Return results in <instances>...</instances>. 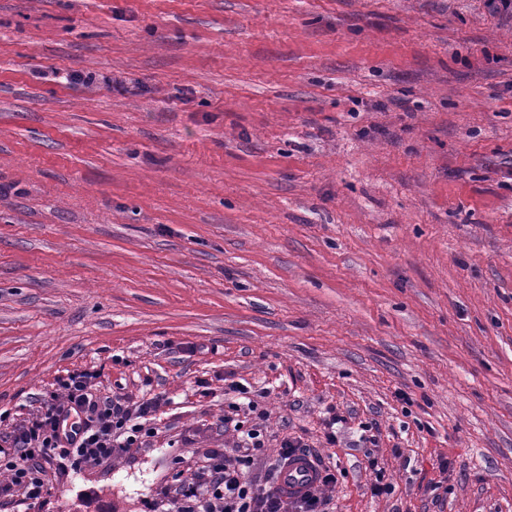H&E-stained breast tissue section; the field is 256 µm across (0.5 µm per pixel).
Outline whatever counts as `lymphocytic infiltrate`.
I'll use <instances>...</instances> for the list:
<instances>
[{"label": "lymphocytic infiltrate", "mask_w": 512, "mask_h": 512, "mask_svg": "<svg viewBox=\"0 0 512 512\" xmlns=\"http://www.w3.org/2000/svg\"><path fill=\"white\" fill-rule=\"evenodd\" d=\"M92 375H71L64 395L45 404L32 420L12 432L10 480L0 483V498L16 489L30 499L44 490V461L56 460L60 468L79 469L89 460L106 461L135 444L143 418L156 401L149 398L131 407L121 400H101L92 391ZM336 477L329 469L318 472V485L300 496H289L277 484L257 489L241 466L225 462L215 452L208 472L180 481L161 493L167 512H327L324 487Z\"/></svg>", "instance_id": "obj_1"}]
</instances>
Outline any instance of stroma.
I'll return each mask as SVG.
<instances>
[{"mask_svg": "<svg viewBox=\"0 0 512 512\" xmlns=\"http://www.w3.org/2000/svg\"><path fill=\"white\" fill-rule=\"evenodd\" d=\"M80 372L146 434L0 512H155L228 418L330 512H512V16L0 0V448Z\"/></svg>", "mask_w": 512, "mask_h": 512, "instance_id": "1", "label": "stroma"}]
</instances>
